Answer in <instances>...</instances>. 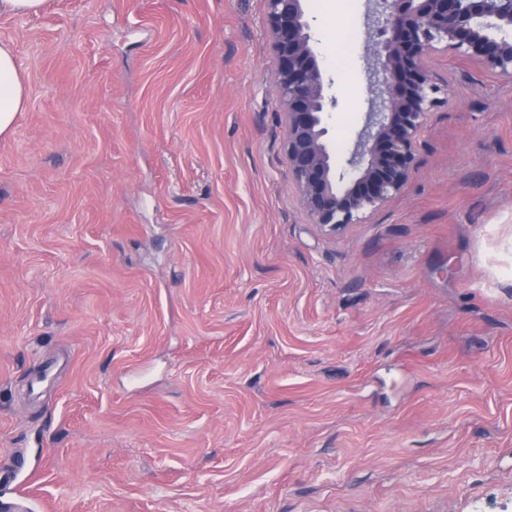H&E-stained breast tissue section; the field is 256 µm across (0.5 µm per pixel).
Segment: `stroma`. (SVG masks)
I'll return each mask as SVG.
<instances>
[{
  "label": "stroma",
  "mask_w": 512,
  "mask_h": 512,
  "mask_svg": "<svg viewBox=\"0 0 512 512\" xmlns=\"http://www.w3.org/2000/svg\"><path fill=\"white\" fill-rule=\"evenodd\" d=\"M304 10L342 155L366 2ZM0 41V512H512V83L435 52L405 188L329 235L264 0H47ZM28 81L12 46L0 42V138L10 137L28 102Z\"/></svg>",
  "instance_id": "obj_1"
}]
</instances>
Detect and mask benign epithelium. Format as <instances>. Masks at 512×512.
I'll return each instance as SVG.
<instances>
[{"mask_svg": "<svg viewBox=\"0 0 512 512\" xmlns=\"http://www.w3.org/2000/svg\"><path fill=\"white\" fill-rule=\"evenodd\" d=\"M286 115L288 172L311 221L334 234L400 194L437 106L428 61L438 46L512 83V0H375L366 41L368 111L341 163L328 140L338 100L313 49L303 0H265Z\"/></svg>", "mask_w": 512, "mask_h": 512, "instance_id": "benign-epithelium-1", "label": "benign epithelium"}]
</instances>
